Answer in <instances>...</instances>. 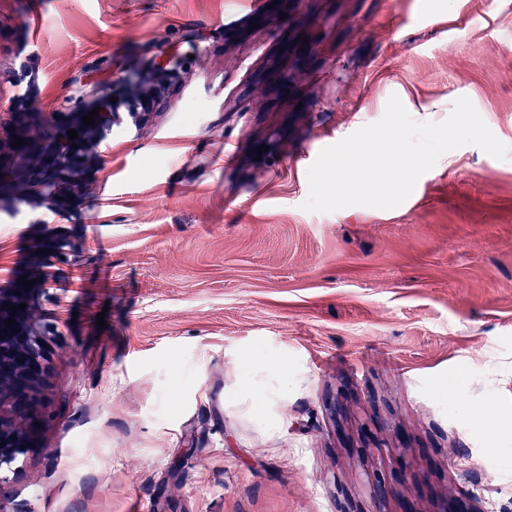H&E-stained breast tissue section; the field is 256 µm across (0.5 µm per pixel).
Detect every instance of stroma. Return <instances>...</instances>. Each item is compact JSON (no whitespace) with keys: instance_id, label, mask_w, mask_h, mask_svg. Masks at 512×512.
<instances>
[{"instance_id":"obj_1","label":"stroma","mask_w":512,"mask_h":512,"mask_svg":"<svg viewBox=\"0 0 512 512\" xmlns=\"http://www.w3.org/2000/svg\"><path fill=\"white\" fill-rule=\"evenodd\" d=\"M267 3L46 0L33 39L0 0V288L55 331L0 512H512V157L302 208L393 94L418 122L468 97L512 147V0ZM161 58L149 112L50 166L93 88Z\"/></svg>"}]
</instances>
